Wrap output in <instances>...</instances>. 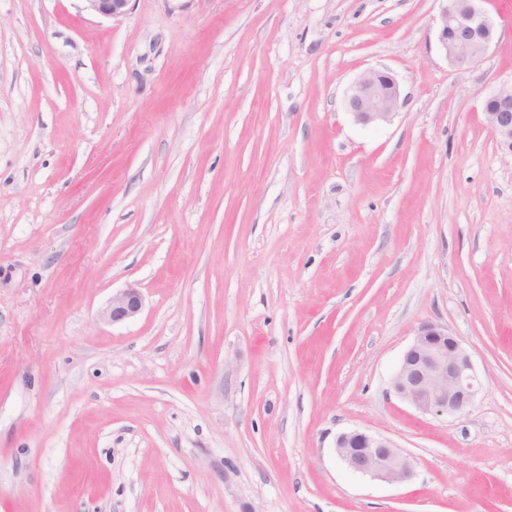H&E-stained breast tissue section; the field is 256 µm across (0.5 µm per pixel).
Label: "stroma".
<instances>
[{"instance_id":"35a3bbf8","label":"stroma","mask_w":512,"mask_h":512,"mask_svg":"<svg viewBox=\"0 0 512 512\" xmlns=\"http://www.w3.org/2000/svg\"><path fill=\"white\" fill-rule=\"evenodd\" d=\"M440 8L0 0V512H512V0L465 71ZM370 68L391 123L346 109ZM426 324L464 414L391 389ZM353 429L412 478L349 470ZM85 10L107 18H119L126 14L131 0H83ZM400 96L399 84L390 72L371 68L349 86L346 109L360 124H386L397 115ZM486 122L500 141L512 149V83L493 93L484 105ZM143 307V297L136 288H127L117 292L107 308L102 312V317L114 323L123 322L137 316ZM335 451L339 459L355 473L386 483H403L411 479L409 459L388 438L354 429L336 436Z\"/></svg>"}]
</instances>
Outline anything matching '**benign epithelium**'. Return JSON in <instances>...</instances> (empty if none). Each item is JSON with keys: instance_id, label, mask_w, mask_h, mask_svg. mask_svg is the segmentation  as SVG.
<instances>
[{"instance_id": "obj_1", "label": "benign epithelium", "mask_w": 512, "mask_h": 512, "mask_svg": "<svg viewBox=\"0 0 512 512\" xmlns=\"http://www.w3.org/2000/svg\"><path fill=\"white\" fill-rule=\"evenodd\" d=\"M85 10L107 18L126 14L130 0H84ZM436 42L448 63L465 69L480 61L494 43L496 27L482 6L485 0H441ZM346 109L363 125L386 124L397 115L400 88L384 69L371 68L349 86ZM486 122L500 141L512 149V86L493 93L484 105ZM143 297L135 288L117 292L102 317L119 323L137 316ZM393 392L422 414L454 417L476 401L481 384L469 354L448 328L429 324L420 328L404 352L391 380ZM339 459L355 473L386 483L411 479L409 459L388 438L354 429L336 436Z\"/></svg>"}]
</instances>
